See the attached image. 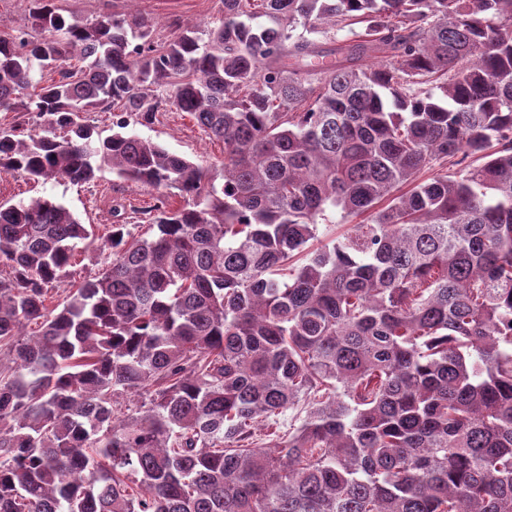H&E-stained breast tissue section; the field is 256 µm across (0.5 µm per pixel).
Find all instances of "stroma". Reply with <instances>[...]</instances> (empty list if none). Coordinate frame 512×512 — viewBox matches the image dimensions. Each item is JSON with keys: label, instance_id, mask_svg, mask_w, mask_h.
<instances>
[{"label": "stroma", "instance_id": "35a3bbf8", "mask_svg": "<svg viewBox=\"0 0 512 512\" xmlns=\"http://www.w3.org/2000/svg\"><path fill=\"white\" fill-rule=\"evenodd\" d=\"M54 7L64 17L84 20L134 11L153 22L156 39L163 41L172 37L176 26L201 30L223 15L221 0H54ZM128 130L208 169L215 177L224 175L222 142L210 138L188 113L172 109L154 124L133 123ZM37 197L65 204L94 232L92 241L75 255L67 279L49 291L46 305L53 308L63 301L72 285L101 275L111 262L112 250L104 245L111 225H124L134 238L155 235L147 212L163 194L152 185L120 179L106 166L86 184L36 183L18 173H0V204L7 206Z\"/></svg>", "mask_w": 512, "mask_h": 512}]
</instances>
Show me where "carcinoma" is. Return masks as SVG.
<instances>
[{
	"label": "carcinoma",
	"mask_w": 512,
	"mask_h": 512,
	"mask_svg": "<svg viewBox=\"0 0 512 512\" xmlns=\"http://www.w3.org/2000/svg\"><path fill=\"white\" fill-rule=\"evenodd\" d=\"M52 2L50 36L0 38V111L39 119L0 127V173L106 165L184 205L150 239L112 225L56 312L93 231L0 206V512H512V0H224L161 43ZM169 107L223 142L221 185L127 131ZM123 392L146 401L119 419ZM302 400L288 436L238 446ZM329 219L333 221V223H329V226L326 225L320 226V236L321 240H326L327 238H340L352 227L353 224H366L371 218L370 213L366 212L357 216H348L345 218L341 217L340 213L330 214ZM335 222V223H334ZM327 229V231H326ZM325 238L322 234H326Z\"/></svg>",
	"instance_id": "cac0c4a2"
}]
</instances>
